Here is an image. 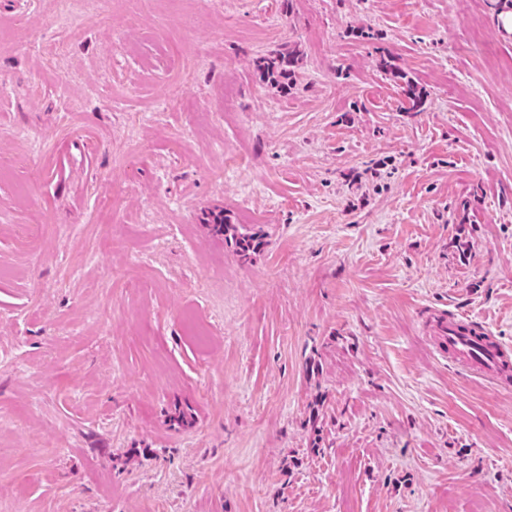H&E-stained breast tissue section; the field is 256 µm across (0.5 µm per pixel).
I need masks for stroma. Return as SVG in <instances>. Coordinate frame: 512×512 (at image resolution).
Segmentation results:
<instances>
[{
  "label": "stroma",
  "instance_id": "35a3bbf8",
  "mask_svg": "<svg viewBox=\"0 0 512 512\" xmlns=\"http://www.w3.org/2000/svg\"><path fill=\"white\" fill-rule=\"evenodd\" d=\"M506 10L0 0V512H512ZM296 62L297 58L292 51L280 52L264 61L262 67L263 78L268 79L274 85L285 87V85H288V79L292 76V68ZM216 228L218 232L224 233L225 236L231 232L244 256L249 252L257 251L262 246V241L256 234L238 233L237 227L233 224H224V221H221L220 224H216ZM438 328L441 336L436 342L441 353L468 372L487 378L497 385L506 378L510 368L509 352L492 340L485 326L463 316L455 321H446L440 316ZM493 342L491 345L487 339Z\"/></svg>",
  "mask_w": 512,
  "mask_h": 512
}]
</instances>
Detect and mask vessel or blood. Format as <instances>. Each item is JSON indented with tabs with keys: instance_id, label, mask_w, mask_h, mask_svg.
Masks as SVG:
<instances>
[{
	"instance_id": "1",
	"label": "vessel or blood",
	"mask_w": 512,
	"mask_h": 512,
	"mask_svg": "<svg viewBox=\"0 0 512 512\" xmlns=\"http://www.w3.org/2000/svg\"><path fill=\"white\" fill-rule=\"evenodd\" d=\"M485 326L460 317L441 327L436 339L441 352L468 372L495 383H502L512 371V353L488 341Z\"/></svg>"
}]
</instances>
